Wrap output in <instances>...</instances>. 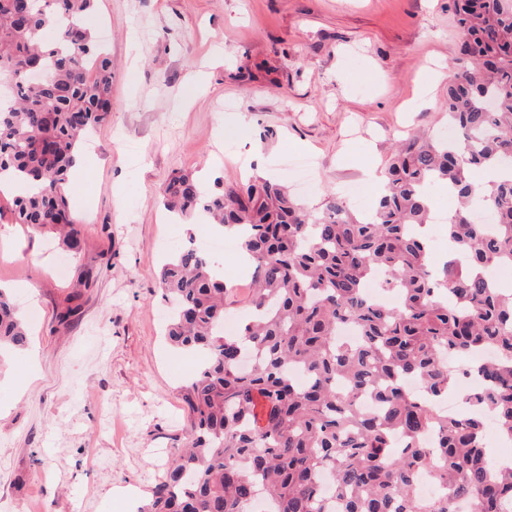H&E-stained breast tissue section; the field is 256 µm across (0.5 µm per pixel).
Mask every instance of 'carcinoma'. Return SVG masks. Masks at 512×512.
I'll return each instance as SVG.
<instances>
[{
    "label": "carcinoma",
    "instance_id": "1",
    "mask_svg": "<svg viewBox=\"0 0 512 512\" xmlns=\"http://www.w3.org/2000/svg\"><path fill=\"white\" fill-rule=\"evenodd\" d=\"M95 2L0 0V76L14 82V99L0 102V184L19 188V224H75L64 186L112 95L111 62L86 26ZM453 7L465 39L445 110L458 137L401 143L368 217L337 193L310 210L265 178L208 195L179 174L162 191L174 215L205 212L237 239L253 288L248 319L226 335L224 316L238 300L209 257L189 245L162 266L159 283L174 305L168 340L202 365L180 392L186 444L141 512H252L259 493L275 512H332L324 473L337 512H454L460 499L474 512H502L512 502V469H490L483 444L488 413L512 436V290L488 277H512V174L485 192L468 177L512 158V0ZM31 60L40 63L38 85L26 72ZM436 182L458 202L442 268L430 265L424 233ZM474 205L494 215L493 228L471 221ZM375 274L399 308L367 295ZM345 322L357 331L351 344L336 341ZM25 336L0 290V347ZM484 347L497 352L473 367L485 387L465 395L463 416L437 414L432 404L454 384L443 357ZM412 377L420 397L403 385ZM363 398L372 410L360 407ZM429 432L431 447L422 442ZM421 473L439 489L433 500L413 494Z\"/></svg>",
    "mask_w": 512,
    "mask_h": 512
}]
</instances>
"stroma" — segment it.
Returning a JSON list of instances; mask_svg holds the SVG:
<instances>
[{
	"mask_svg": "<svg viewBox=\"0 0 512 512\" xmlns=\"http://www.w3.org/2000/svg\"><path fill=\"white\" fill-rule=\"evenodd\" d=\"M86 25L112 113L69 180L79 252L0 193V288L30 330L0 353V512H137L188 431L195 362L166 341L158 271L213 232L170 219L163 185L274 177L314 207L354 183L369 209V171L447 131L462 40L451 0H96Z\"/></svg>",
	"mask_w": 512,
	"mask_h": 512,
	"instance_id": "obj_1",
	"label": "stroma"
}]
</instances>
